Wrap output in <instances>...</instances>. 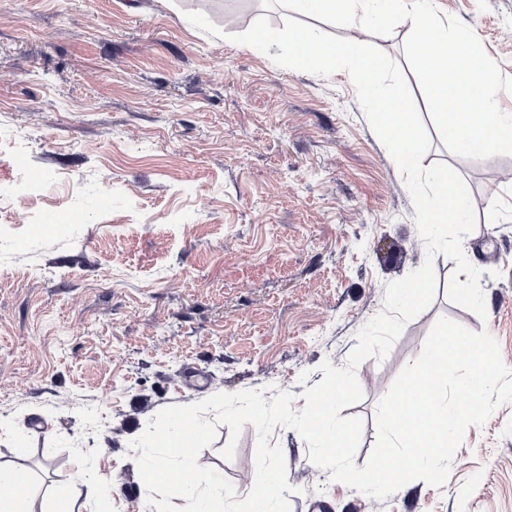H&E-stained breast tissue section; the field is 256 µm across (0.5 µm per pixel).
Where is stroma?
I'll return each instance as SVG.
<instances>
[{
	"mask_svg": "<svg viewBox=\"0 0 512 512\" xmlns=\"http://www.w3.org/2000/svg\"><path fill=\"white\" fill-rule=\"evenodd\" d=\"M470 26L512 77V0H434ZM204 13L223 32L194 28ZM371 43L402 67L431 139L422 166L466 182L477 216L465 236L486 318L452 303L456 263L433 261L432 303L384 360L361 363L355 455L377 440L376 408L440 317L488 331L512 368V155L445 148L404 55L406 26H361L264 9L261 0H0V463L17 437L47 497L76 468L104 476L89 512H156L133 440L163 408L218 392L294 394L345 367L388 283L425 245L404 178L346 72L322 77L232 42L261 15ZM218 426L200 456L245 498L258 433L232 460ZM291 512H512V405L469 427L444 486L409 482L383 500L340 482L275 426Z\"/></svg>",
	"mask_w": 512,
	"mask_h": 512,
	"instance_id": "35a3bbf8",
	"label": "stroma"
}]
</instances>
